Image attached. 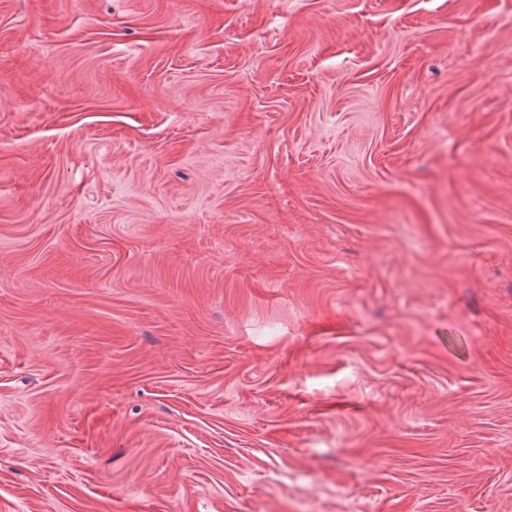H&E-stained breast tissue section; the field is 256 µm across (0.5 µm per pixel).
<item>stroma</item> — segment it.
I'll list each match as a JSON object with an SVG mask.
<instances>
[{
	"label": "stroma",
	"mask_w": 512,
	"mask_h": 512,
	"mask_svg": "<svg viewBox=\"0 0 512 512\" xmlns=\"http://www.w3.org/2000/svg\"><path fill=\"white\" fill-rule=\"evenodd\" d=\"M0 512H512V0H0Z\"/></svg>",
	"instance_id": "obj_1"
}]
</instances>
